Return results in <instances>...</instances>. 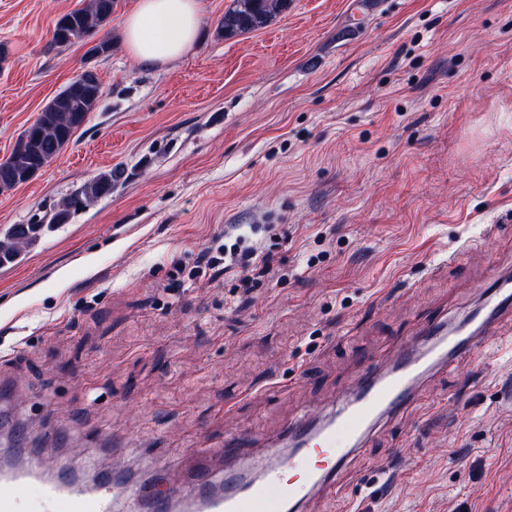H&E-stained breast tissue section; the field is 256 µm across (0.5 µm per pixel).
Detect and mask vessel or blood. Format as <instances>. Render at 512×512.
Returning <instances> with one entry per match:
<instances>
[{
    "label": "vessel or blood",
    "instance_id": "vessel-or-blood-1",
    "mask_svg": "<svg viewBox=\"0 0 512 512\" xmlns=\"http://www.w3.org/2000/svg\"><path fill=\"white\" fill-rule=\"evenodd\" d=\"M512 320V277L494 279L476 314L456 329L444 321L430 322L396 358L379 366H365L352 394L342 396L336 416L318 422L287 425L286 443L271 444L261 455L259 477L237 469L236 460L253 438L238 434L226 439L221 450L225 478L223 491H214L217 480L210 455H201L189 488L157 490L142 482H118L111 471H102L95 485L73 479L48 481L44 471L54 463L43 459L36 465L0 472V512H23L22 494L32 485L39 488L33 512H113L123 501L125 512H169L183 502L185 512H302L306 502L324 488L335 485L350 457L385 420L395 417L411 400L421 379L445 368L463 352L486 349L500 333L505 320Z\"/></svg>",
    "mask_w": 512,
    "mask_h": 512
}]
</instances>
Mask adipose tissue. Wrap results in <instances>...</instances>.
I'll list each match as a JSON object with an SVG mask.
<instances>
[{"label":"adipose tissue","mask_w":512,"mask_h":512,"mask_svg":"<svg viewBox=\"0 0 512 512\" xmlns=\"http://www.w3.org/2000/svg\"><path fill=\"white\" fill-rule=\"evenodd\" d=\"M201 23L198 0H141L123 22L126 46L138 62L164 65L191 48Z\"/></svg>","instance_id":"adipose-tissue-1"}]
</instances>
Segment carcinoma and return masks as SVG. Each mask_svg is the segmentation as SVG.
Returning <instances> with one entry per match:
<instances>
[{"mask_svg":"<svg viewBox=\"0 0 512 512\" xmlns=\"http://www.w3.org/2000/svg\"><path fill=\"white\" fill-rule=\"evenodd\" d=\"M290 0H232L224 12L221 31L231 38L261 29L286 12ZM117 0H89V3L61 15L54 27L53 43L65 47L90 41L96 32L112 22ZM102 96L96 76L78 75L55 95L36 121L25 128L10 154L0 161V193L31 181L72 140L77 130L95 111ZM121 172L101 173L68 194L50 219L32 224H14L0 236V266L14 263L46 230L66 223L72 214L94 200L112 194V182Z\"/></svg>","mask_w":512,"mask_h":512,"instance_id":"1","label":"carcinoma"}]
</instances>
